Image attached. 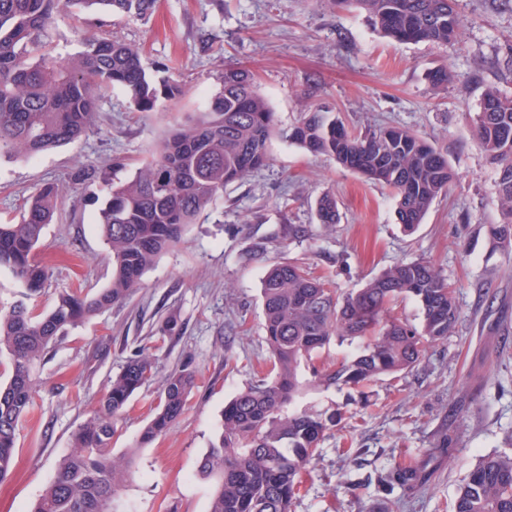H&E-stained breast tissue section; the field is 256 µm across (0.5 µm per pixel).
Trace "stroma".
Instances as JSON below:
<instances>
[{
    "mask_svg": "<svg viewBox=\"0 0 512 512\" xmlns=\"http://www.w3.org/2000/svg\"><path fill=\"white\" fill-rule=\"evenodd\" d=\"M458 11L465 26L451 48L385 38L364 10L323 0H157L146 20L69 10L53 16L48 36L56 52L81 50L91 34L137 43L149 69L174 67L183 93L138 112L120 87L109 88L94 125L75 142L0 158V224L20 221L43 184L66 187L34 252L50 278L30 297L0 269V309L26 298L46 310L59 291L91 298L110 285L112 262L97 225L107 182L126 179L161 139L205 111L225 66L256 75L277 134L269 165L227 186L139 288L51 347L18 427L13 472L0 483V512H29L74 431L140 349L154 356L159 376L188 362L197 380L184 413L152 442L138 440L160 404L158 383L143 386L115 421L113 456H134L122 510L207 512L213 486L198 465L221 430L225 403L269 362L261 282L277 262L309 267L347 293L396 263L424 259L452 285L458 312L452 333L411 371L303 397L342 419L308 464L292 512H451L482 459L512 455V240L495 233L496 170L472 123L487 88L512 96V0H458ZM439 65L453 75L442 89L428 80ZM315 110L356 134L383 126L414 131L455 171L447 195L404 231L390 189L289 140ZM87 165L102 170V179L69 185V175ZM328 191L340 211L329 231L315 210ZM292 224L303 225L305 236L289 237ZM409 460L434 471L423 489L389 483Z\"/></svg>",
    "mask_w": 512,
    "mask_h": 512,
    "instance_id": "stroma-1",
    "label": "stroma"
}]
</instances>
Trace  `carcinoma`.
Listing matches in <instances>:
<instances>
[{"mask_svg": "<svg viewBox=\"0 0 512 512\" xmlns=\"http://www.w3.org/2000/svg\"><path fill=\"white\" fill-rule=\"evenodd\" d=\"M328 2L338 9H363L383 36L396 41L452 45L462 26L457 0ZM154 7L155 0H0V156L36 155L77 140L92 126L101 92L112 86L123 89L140 112L153 111L161 98L180 96L174 73L154 79L135 43L91 37L82 50L64 58L49 49L48 23L63 9L145 19ZM472 123L478 144L497 169L496 233L507 240L512 237V97L486 89ZM274 132V112L257 91L253 73L224 68L207 110L176 127L131 178L110 185L98 214L112 258L109 287L90 299L62 292L46 312L23 301L0 311V354L11 361L8 382L0 385V482L11 473L16 429L33 405L35 364L85 318L127 299L156 258L179 242L185 226L224 187L264 168ZM289 139L391 188L399 223L407 229L423 222L455 178L441 153L399 127L354 135L325 113L311 112ZM63 193L64 187L46 183L30 196L19 223L0 224V269L31 294L49 278L33 251ZM317 211L320 223H338L332 194L318 199ZM261 296L271 367L224 406L221 433L199 463V475L215 482L208 512H291L306 466L336 425L334 414L296 407L307 386L363 387L381 375L409 370L428 344L448 337L457 319L453 288L423 259L397 263L345 294L301 265L276 263L265 273ZM408 296L421 308L419 329L392 312V305ZM334 338L356 341L358 348L326 367L318 359ZM304 366L308 382L301 380ZM156 376L155 359L142 350L112 376L30 512H120L119 491L128 469L112 458L113 424L133 394ZM195 380L187 364L165 376L161 407L139 444L171 428ZM396 475L410 489L428 482L418 465H402ZM452 512H512V456L488 457L477 465L460 486Z\"/></svg>", "mask_w": 512, "mask_h": 512, "instance_id": "cac0c4a2", "label": "carcinoma"}]
</instances>
